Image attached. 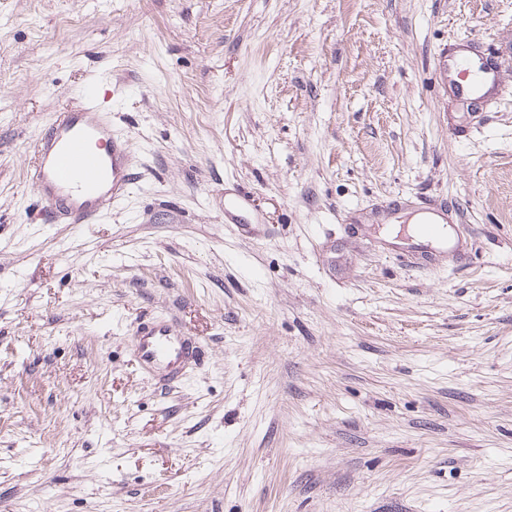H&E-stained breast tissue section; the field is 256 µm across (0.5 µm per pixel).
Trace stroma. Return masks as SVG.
Returning a JSON list of instances; mask_svg holds the SVG:
<instances>
[{"label": "stroma", "instance_id": "stroma-1", "mask_svg": "<svg viewBox=\"0 0 512 512\" xmlns=\"http://www.w3.org/2000/svg\"><path fill=\"white\" fill-rule=\"evenodd\" d=\"M92 88L134 186L53 224L29 146ZM0 512H512V0H0ZM439 77L460 98L482 100L498 95L503 86L500 68L469 48L467 41L449 45ZM133 352L147 374L167 385L179 384L203 358L201 347L190 338L173 334L170 321L165 318L152 319L137 327Z\"/></svg>", "mask_w": 512, "mask_h": 512}]
</instances>
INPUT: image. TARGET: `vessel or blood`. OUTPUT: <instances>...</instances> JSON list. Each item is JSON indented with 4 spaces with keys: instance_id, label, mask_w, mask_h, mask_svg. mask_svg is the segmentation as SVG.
I'll list each match as a JSON object with an SVG mask.
<instances>
[{
    "instance_id": "b4317fda",
    "label": "vessel or blood",
    "mask_w": 512,
    "mask_h": 512,
    "mask_svg": "<svg viewBox=\"0 0 512 512\" xmlns=\"http://www.w3.org/2000/svg\"><path fill=\"white\" fill-rule=\"evenodd\" d=\"M439 77L455 96L470 100L496 96L503 86L500 68L464 40L449 45ZM30 153L29 179L54 224L94 223L103 203L119 200L133 184L130 142L113 133L107 113L92 102L78 112L52 113ZM133 352L147 374L167 385L179 384L203 358L200 346L173 334L164 318L137 327Z\"/></svg>"
}]
</instances>
